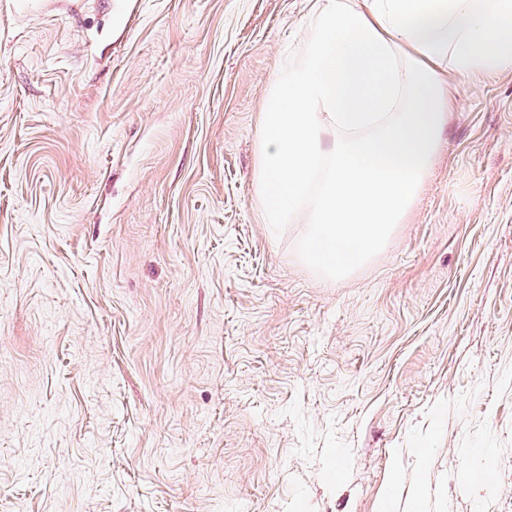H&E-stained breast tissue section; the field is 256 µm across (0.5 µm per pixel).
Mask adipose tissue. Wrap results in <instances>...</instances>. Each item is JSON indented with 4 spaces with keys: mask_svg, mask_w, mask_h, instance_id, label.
Instances as JSON below:
<instances>
[{
    "mask_svg": "<svg viewBox=\"0 0 512 512\" xmlns=\"http://www.w3.org/2000/svg\"><path fill=\"white\" fill-rule=\"evenodd\" d=\"M307 30L273 78L257 188L266 223L306 211V256L333 275L416 199L446 123L447 73L512 69V0H317Z\"/></svg>",
    "mask_w": 512,
    "mask_h": 512,
    "instance_id": "obj_1",
    "label": "adipose tissue"
}]
</instances>
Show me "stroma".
<instances>
[{
  "instance_id": "35a3bbf8",
  "label": "stroma",
  "mask_w": 512,
  "mask_h": 512,
  "mask_svg": "<svg viewBox=\"0 0 512 512\" xmlns=\"http://www.w3.org/2000/svg\"><path fill=\"white\" fill-rule=\"evenodd\" d=\"M313 0H0V512H512V70L331 276L255 195Z\"/></svg>"
}]
</instances>
